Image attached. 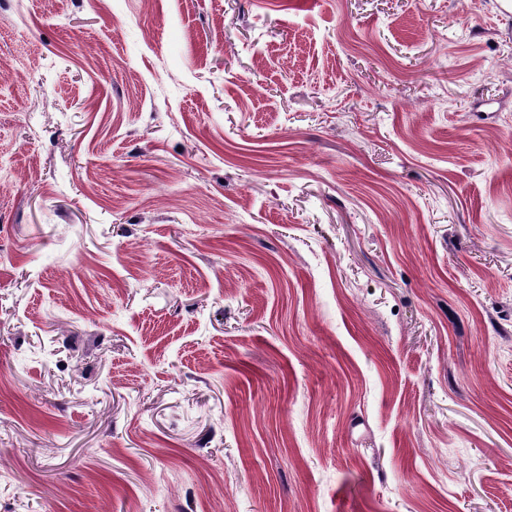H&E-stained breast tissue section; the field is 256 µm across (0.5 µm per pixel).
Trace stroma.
<instances>
[{
    "instance_id": "35a3bbf8",
    "label": "stroma",
    "mask_w": 512,
    "mask_h": 512,
    "mask_svg": "<svg viewBox=\"0 0 512 512\" xmlns=\"http://www.w3.org/2000/svg\"><path fill=\"white\" fill-rule=\"evenodd\" d=\"M499 0H0V512H512Z\"/></svg>"
}]
</instances>
